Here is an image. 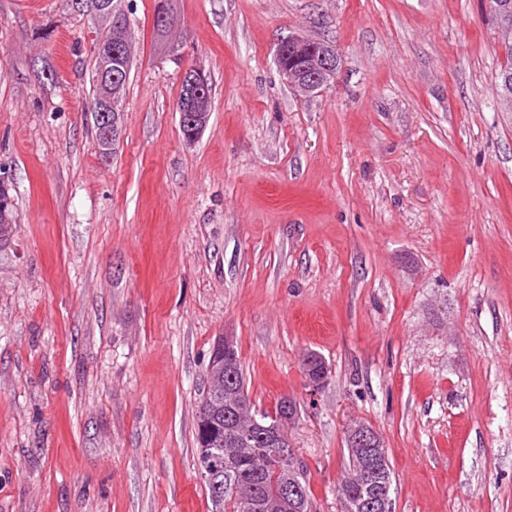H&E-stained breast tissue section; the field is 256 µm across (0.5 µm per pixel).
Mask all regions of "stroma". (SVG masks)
Instances as JSON below:
<instances>
[{
  "mask_svg": "<svg viewBox=\"0 0 512 512\" xmlns=\"http://www.w3.org/2000/svg\"><path fill=\"white\" fill-rule=\"evenodd\" d=\"M135 44L111 159L103 28L0 0V512H207L196 416L218 337L339 512L344 430L382 437L396 512H512V112L483 0H121ZM335 44L329 91L275 63ZM211 118L186 143L179 82ZM319 353L329 375L301 371ZM276 62L293 87L305 95H322L335 77L339 55L330 41L291 35L277 45ZM211 86L203 72L198 69L183 73L178 98L177 111L179 119L186 128L191 139L194 133L202 132L207 126L210 115ZM10 223H13V228L16 227L15 217V204L13 196L10 193V188L4 184L0 185V240L6 232Z\"/></svg>",
  "mask_w": 512,
  "mask_h": 512,
  "instance_id": "35a3bbf8",
  "label": "stroma"
}]
</instances>
